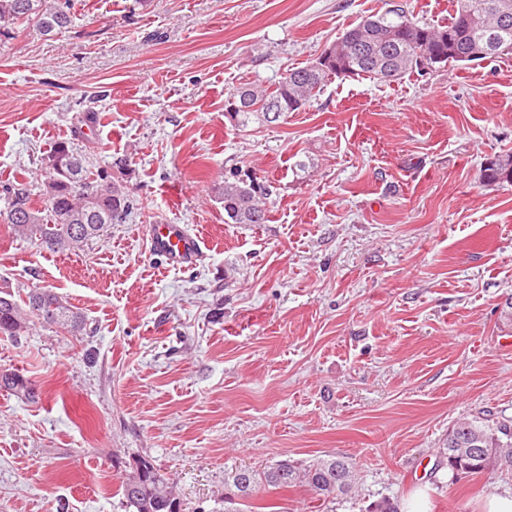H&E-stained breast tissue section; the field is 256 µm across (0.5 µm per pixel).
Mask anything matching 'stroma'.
<instances>
[{
	"instance_id": "stroma-1",
	"label": "stroma",
	"mask_w": 512,
	"mask_h": 512,
	"mask_svg": "<svg viewBox=\"0 0 512 512\" xmlns=\"http://www.w3.org/2000/svg\"><path fill=\"white\" fill-rule=\"evenodd\" d=\"M403 6L443 25L450 0H74L65 34L0 39L1 188L35 182L67 141L126 185V221L79 252L0 222V291L49 288L74 335L0 333V512H126L137 458L185 512H224L230 473L341 456L354 489H257L246 512H364L388 497L482 512L512 474L451 476L459 420H512V54L384 83L335 77L284 120L236 126L227 99L317 58L362 17ZM126 159L125 167L114 164ZM305 161L298 169L296 161ZM236 168L270 183L265 224H228ZM208 240L171 270L156 222ZM483 180L488 185L512 182V156H496L483 169Z\"/></svg>"
}]
</instances>
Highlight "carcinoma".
<instances>
[{
	"mask_svg": "<svg viewBox=\"0 0 512 512\" xmlns=\"http://www.w3.org/2000/svg\"><path fill=\"white\" fill-rule=\"evenodd\" d=\"M454 14L445 25H418L395 8L361 19L331 44V59L313 61L290 69L272 88L240 87L230 97L241 108L229 113L236 125L273 123L307 105L333 77H369L395 82L421 69L467 64L512 54V0H454ZM72 0H0V36L21 26H33L45 36L66 32L72 24ZM48 170L45 205L34 206L28 184L7 187L8 207L0 220L15 235L52 250H75L99 239L122 222L132 208L125 188L108 180L103 171H92L85 157L68 142H58L45 158ZM489 185L512 182V156L490 159L483 169ZM269 189L237 169L224 174L218 200L224 205L227 224H265L267 209L261 198ZM33 314L72 334L84 330L83 316L51 290L35 289L24 304L5 292L0 296V333L19 336ZM6 388L21 399L32 397V388L17 374L0 377ZM438 454L448 471L456 474L512 472V422L489 416L456 423L448 430ZM353 464L343 458H318L308 463L283 459L261 471L232 475L236 494L224 498V512H240L238 501L252 496L260 486L283 489L301 484L318 499L333 502L354 487ZM129 512H182L173 487L150 460L142 457L122 483Z\"/></svg>",
	"mask_w": 512,
	"mask_h": 512,
	"instance_id": "obj_1",
	"label": "carcinoma"
}]
</instances>
